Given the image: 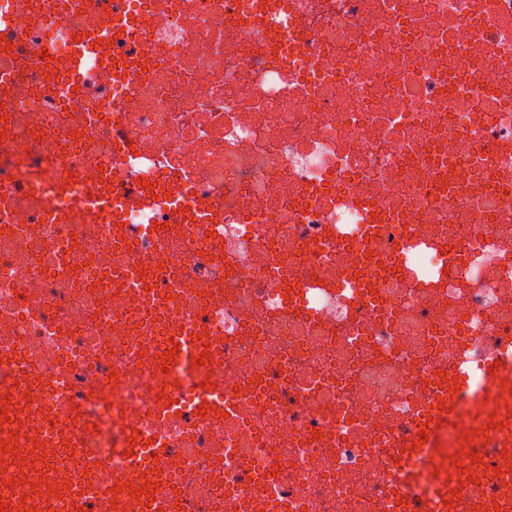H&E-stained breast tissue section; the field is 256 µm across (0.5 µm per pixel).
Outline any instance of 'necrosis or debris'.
<instances>
[{"label":"necrosis or debris","mask_w":512,"mask_h":512,"mask_svg":"<svg viewBox=\"0 0 512 512\" xmlns=\"http://www.w3.org/2000/svg\"><path fill=\"white\" fill-rule=\"evenodd\" d=\"M116 9L137 16L114 47L140 69L72 88L69 41ZM0 63V177L57 188L0 213V400L28 377L45 430L78 453L55 404L116 390L138 410L126 422L85 407L105 471L131 447L159 457L183 512H512V0H42L0 27ZM181 172L222 242L185 241L158 201L154 237L133 213L64 209ZM46 207L61 216L41 222ZM135 261L173 278L165 306L122 291ZM189 305L224 352L183 376L180 405L205 378L235 392L233 422L148 415Z\"/></svg>","instance_id":"obj_1"}]
</instances>
